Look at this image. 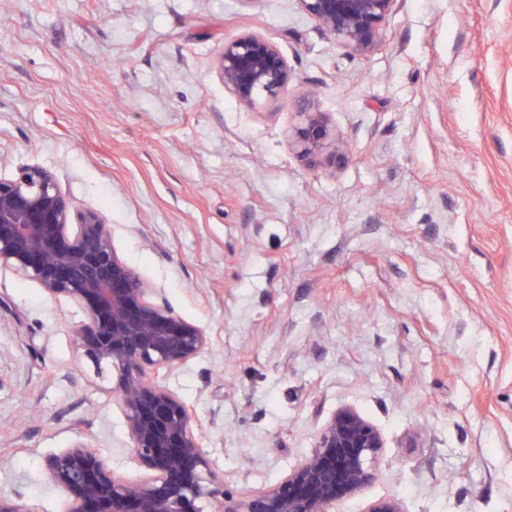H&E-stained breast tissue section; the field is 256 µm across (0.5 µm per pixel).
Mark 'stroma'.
<instances>
[{"mask_svg": "<svg viewBox=\"0 0 512 512\" xmlns=\"http://www.w3.org/2000/svg\"><path fill=\"white\" fill-rule=\"evenodd\" d=\"M249 32L291 81L247 111L216 61ZM311 89L341 166L293 145ZM33 166L209 336L158 379L229 492L350 407L384 448L336 512H512V0H398L366 54L299 0H0V177ZM78 321L0 268V495L34 512H64L43 460L76 440L141 474Z\"/></svg>", "mask_w": 512, "mask_h": 512, "instance_id": "obj_1", "label": "stroma"}]
</instances>
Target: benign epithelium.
Wrapping results in <instances>:
<instances>
[{
    "label": "benign epithelium",
    "mask_w": 512,
    "mask_h": 512,
    "mask_svg": "<svg viewBox=\"0 0 512 512\" xmlns=\"http://www.w3.org/2000/svg\"><path fill=\"white\" fill-rule=\"evenodd\" d=\"M338 44L358 53L379 46L397 0H299ZM218 73L240 105L288 91L291 70L278 46L256 33L224 41ZM304 122L295 131L299 152L336 165L343 141L331 133L313 96L298 101ZM36 281L52 298L82 313L74 342L95 365L112 364L115 391L142 476L116 473L89 443L48 455L44 469L61 489L66 512H336V504L377 477L384 441L358 412L342 408L320 429L309 457L276 484L235 497L213 472L200 445L195 412L152 377L178 369L209 344L204 330L155 299L116 252L109 225L94 211L75 213L53 173L33 166L0 177V268Z\"/></svg>",
    "instance_id": "obj_1"
}]
</instances>
